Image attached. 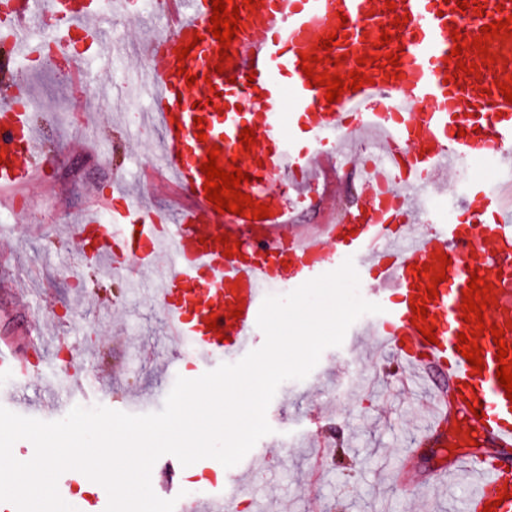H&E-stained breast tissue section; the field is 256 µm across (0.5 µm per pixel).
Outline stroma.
Here are the masks:
<instances>
[{
  "instance_id": "obj_1",
  "label": "stroma",
  "mask_w": 512,
  "mask_h": 512,
  "mask_svg": "<svg viewBox=\"0 0 512 512\" xmlns=\"http://www.w3.org/2000/svg\"><path fill=\"white\" fill-rule=\"evenodd\" d=\"M111 2L109 34L144 56L141 28L160 35L164 22L140 12L132 0ZM76 49V56L52 70L30 64L8 69L33 100L47 137L45 181L13 193L38 200L47 219L38 229L27 219L16 222L0 246V345L23 349L37 335L38 310L70 352L63 360L28 358L20 370L0 371V406L17 413L57 392L70 408L101 404L126 412L127 393L151 391L157 400L150 409L156 412L176 377L195 379L200 369L186 357L166 373L156 370V359L174 351L162 311L136 284L79 262L69 229L79 224L85 207L110 195L115 176L141 178L145 143L157 135L130 141L136 101L117 110L64 91L73 68L100 80L109 73L100 60L108 42L94 52L81 42ZM425 411V401L391 355L370 348L367 340L345 337L341 346L323 351L306 379L278 388L266 412L273 432L248 454L254 469L239 495V512H462L463 485L432 489L450 458L448 449L420 444ZM176 462L167 454L153 466L151 484L160 498L199 485L221 487L212 476L220 464L211 458L179 467L177 483L168 484L165 469Z\"/></svg>"
}]
</instances>
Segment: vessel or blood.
<instances>
[{
  "instance_id": "b4317fda",
  "label": "vessel or blood",
  "mask_w": 512,
  "mask_h": 512,
  "mask_svg": "<svg viewBox=\"0 0 512 512\" xmlns=\"http://www.w3.org/2000/svg\"><path fill=\"white\" fill-rule=\"evenodd\" d=\"M212 2L179 0L178 20L147 47L148 64L138 84L151 120L164 133L160 164L190 192L195 206L174 220L157 218L134 198L125 179H116L111 223L88 213L76 228L82 252L136 278L165 260L150 292L170 341L204 366L254 349L268 284L283 281L296 288L352 259L368 295L383 308L356 326L354 335L377 337L407 370L441 379L430 394L436 417L429 442L444 448L474 439L511 448L512 400L497 378L493 336L486 331L477 339L484 361L479 372L459 352L458 336L471 330L462 317V292L476 273L496 298L484 310V322L503 328L512 347V215L503 212L496 196L471 190L458 205L473 213L475 223L428 225L416 193L438 194L433 175L464 157L492 160L512 179V103L498 88L512 75V37L490 43L497 59L481 65L477 77L457 67L462 58L479 63L475 50L468 47L458 58L452 54L455 39L469 44L481 27L511 16L512 0H481L464 9L457 0H394L391 10L386 0H255L252 9L233 0L240 16L225 62L210 32ZM47 10L61 15L69 37L88 32L102 18L95 0H23L20 9L7 13L5 29L11 46L25 49L28 59L45 51L34 33ZM385 30L390 40L378 45ZM332 33L336 44L323 49ZM184 47L187 57L178 58ZM390 53L398 55L397 66L388 65ZM305 54L315 57L317 72L346 76L358 70L368 81L327 102L325 87L309 83L301 67ZM190 75L196 78L191 86ZM208 84L220 92L223 109L183 106L193 88ZM286 98L292 103L288 112L282 109ZM247 128L257 138L249 149L239 139ZM366 128L378 134L379 155L388 168L363 167L361 198L339 223L306 235L294 232L290 217L312 206L317 168L335 164L340 142ZM213 147L220 150L223 170L235 166L249 173L239 189L267 205L270 217L222 214L209 202L200 167ZM40 149L31 102L12 82L1 80L0 187L26 183ZM242 227L276 240L272 259L240 244ZM228 240L237 245L230 256ZM438 252L450 262L437 285L438 298L429 300L430 280L414 269L431 265ZM421 299L427 324L436 327L432 342L412 323L410 303ZM213 316L219 323L211 330L207 323ZM455 463L475 480L469 512H483L489 503L494 512H512V498L503 497L512 488V472L481 464L473 454L458 456ZM242 488V477L229 479L203 501L202 512H233Z\"/></svg>"
}]
</instances>
